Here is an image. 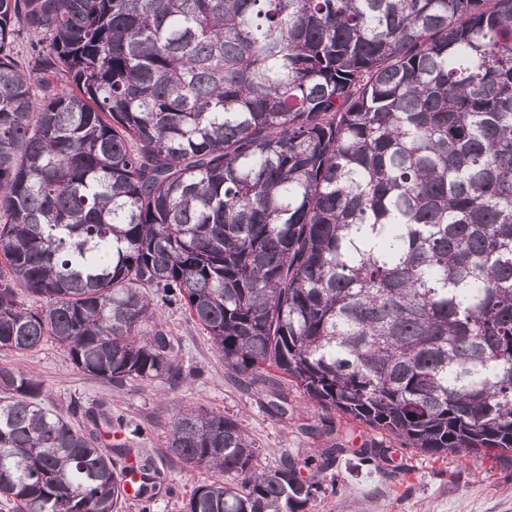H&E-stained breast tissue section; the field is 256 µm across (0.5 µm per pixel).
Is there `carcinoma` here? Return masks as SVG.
<instances>
[{
    "instance_id": "cac0c4a2",
    "label": "carcinoma",
    "mask_w": 512,
    "mask_h": 512,
    "mask_svg": "<svg viewBox=\"0 0 512 512\" xmlns=\"http://www.w3.org/2000/svg\"><path fill=\"white\" fill-rule=\"evenodd\" d=\"M157 299L242 382L511 457L512 0H0V354L176 386ZM43 393L0 363V497L123 512L97 431L140 428ZM341 452L190 408L166 457L224 476L186 512H311Z\"/></svg>"
}]
</instances>
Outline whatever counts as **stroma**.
I'll use <instances>...</instances> for the list:
<instances>
[{"instance_id": "stroma-1", "label": "stroma", "mask_w": 512, "mask_h": 512, "mask_svg": "<svg viewBox=\"0 0 512 512\" xmlns=\"http://www.w3.org/2000/svg\"><path fill=\"white\" fill-rule=\"evenodd\" d=\"M162 322L181 343L184 380L177 386L155 380L118 387L77 370L68 353L53 339L37 348L9 354L8 363L44 384L42 404L70 415L73 402L105 401L113 414L143 430L140 448L156 461L165 458L168 425L181 408L203 407L237 419L261 450L264 465L275 466L283 452L309 455L326 441L342 448L380 445L388 448L381 468L355 470L339 460L335 489L318 499L313 512H512V461H493L474 454L435 459L405 446L402 440L374 431L343 415H335L329 439L312 436L321 412L294 387L278 388L288 399L281 418L267 408V388H240L203 329L176 306H160ZM73 425L81 418L71 417ZM210 475L179 464L167 468L168 491L153 500L151 512H183L193 487Z\"/></svg>"}]
</instances>
